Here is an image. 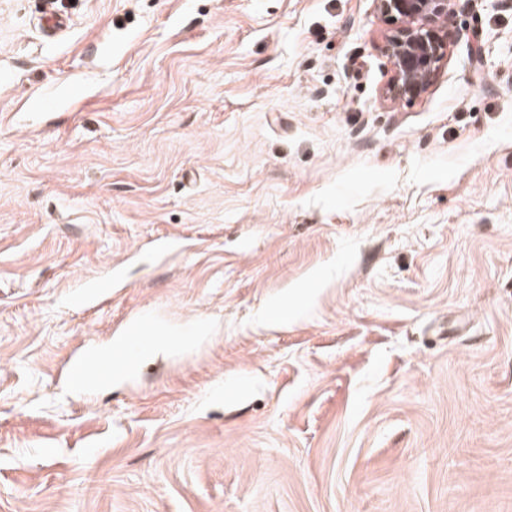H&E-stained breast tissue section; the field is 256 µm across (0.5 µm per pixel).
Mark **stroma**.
Instances as JSON below:
<instances>
[{
    "mask_svg": "<svg viewBox=\"0 0 512 512\" xmlns=\"http://www.w3.org/2000/svg\"><path fill=\"white\" fill-rule=\"evenodd\" d=\"M41 10L0 0V512H512V0L413 102L372 0ZM153 348L152 336L140 324L134 323L121 344L122 365L103 367L98 363L99 350L93 346L81 347L79 353L63 365L64 381L78 391H94L112 384L142 364Z\"/></svg>",
    "mask_w": 512,
    "mask_h": 512,
    "instance_id": "obj_1",
    "label": "stroma"
}]
</instances>
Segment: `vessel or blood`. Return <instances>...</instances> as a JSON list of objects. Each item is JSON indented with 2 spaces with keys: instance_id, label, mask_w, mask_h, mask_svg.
Returning <instances> with one entry per match:
<instances>
[{
  "instance_id": "b4317fda",
  "label": "vessel or blood",
  "mask_w": 512,
  "mask_h": 512,
  "mask_svg": "<svg viewBox=\"0 0 512 512\" xmlns=\"http://www.w3.org/2000/svg\"><path fill=\"white\" fill-rule=\"evenodd\" d=\"M153 348L152 338L140 324H133L121 344L122 364L119 367H104L98 362L96 347H82L79 353L63 365L64 380L78 391H93L100 386L122 378L142 364Z\"/></svg>"
}]
</instances>
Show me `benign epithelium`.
I'll list each match as a JSON object with an SVG mask.
<instances>
[{
    "mask_svg": "<svg viewBox=\"0 0 512 512\" xmlns=\"http://www.w3.org/2000/svg\"><path fill=\"white\" fill-rule=\"evenodd\" d=\"M377 13L396 20L382 52L391 65L383 97L414 100L422 96L448 57V16L454 0H373Z\"/></svg>",
    "mask_w": 512,
    "mask_h": 512,
    "instance_id": "1",
    "label": "benign epithelium"
}]
</instances>
